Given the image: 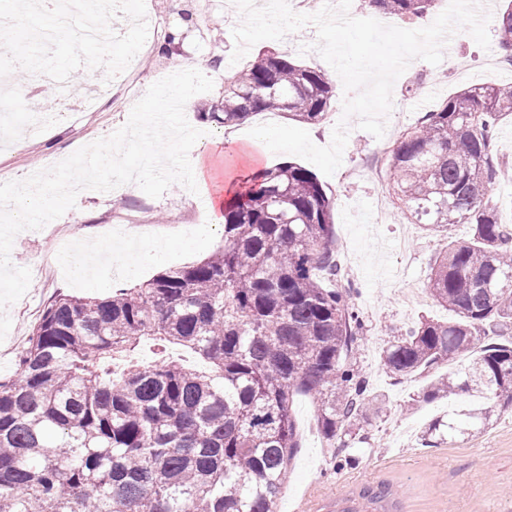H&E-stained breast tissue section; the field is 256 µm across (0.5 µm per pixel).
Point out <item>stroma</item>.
Returning a JSON list of instances; mask_svg holds the SVG:
<instances>
[{
	"instance_id": "obj_1",
	"label": "stroma",
	"mask_w": 512,
	"mask_h": 512,
	"mask_svg": "<svg viewBox=\"0 0 512 512\" xmlns=\"http://www.w3.org/2000/svg\"><path fill=\"white\" fill-rule=\"evenodd\" d=\"M156 9L147 27H125L112 43L110 95L101 99L94 111L73 112L68 121L57 118L56 106L39 105L37 119L24 112L12 113L11 134L24 138L25 149L13 142L0 148V183L21 180L48 167L57 157L69 154L73 143L88 144L111 135L123 126L131 112L126 102L131 88L147 89L158 69H182L184 60L196 62L198 70L214 81V88L197 94L196 108L187 112L188 122L202 130V137L191 149L197 158L209 148L210 140L222 137L223 128L203 119L202 112L224 94V75L230 72L231 54L236 46L233 29L241 16L233 0H156ZM42 18L9 8L0 9V25L15 33V42L25 52L46 62L58 84L90 87L105 76L84 65L85 57L95 54L94 43L86 41L71 48L79 26L69 35L43 44L37 43ZM180 30L181 40L170 51H162L166 36ZM317 30L308 24L280 40H263L253 53L275 51L300 57L302 62L321 70L332 81L336 101L323 120L307 125L313 143L328 145L342 114L343 84L333 68L313 46ZM505 50L498 36H491L489 49L480 48L467 31L456 32L452 53L440 64L424 60L410 62L393 87L394 97L411 96L415 109L406 115L390 114L383 138H375L358 128L357 118L348 122L349 138L339 176H320L319 181L334 201V235L349 281L357 290L355 303L366 321L360 337L357 360L367 375L374 397L366 411V442L353 443L350 450L356 462L336 466L335 451L328 448L318 426L317 403L313 396L299 393L293 398V414L300 433L299 446L288 465V474L278 501L279 512H337L349 499L357 498L361 487L385 481L401 498L402 512H512V408L493 405L485 430L449 440L436 448L423 447L420 435L431 421L467 404L468 396L449 398L410 407L411 397L421 394L428 381L416 375L402 380L386 372L381 353L395 337L428 318L449 321L453 312L433 297L408 306L403 293L408 288L426 291L431 269L443 248L439 234L424 224L407 221L386 185L390 173L374 165L372 153L379 144L395 148L399 126L414 129L421 116L433 111L457 90L473 85L512 86V64L505 63ZM278 112H259L234 127L230 134L247 144L249 152L266 168L284 162L281 154L267 152L261 141L252 139L250 130L264 123H286ZM495 150L504 166L503 176L488 186L485 198L497 206L502 220L512 224V117L501 120ZM139 218L153 224V246L167 255V266H182L207 258L222 243L221 231L210 237H196V224H209L213 216L202 195L173 184L158 198L147 196L136 184L123 185L121 192H88L73 208L52 221L51 234L39 230L19 233L13 243L11 262L29 267L47 254L53 242L72 240V226H80L81 238L104 243L114 224ZM103 287L90 288L84 281L60 271L50 283L33 277L24 300L28 307L43 308L59 294L73 297H104L124 287L119 276L103 273ZM6 312L12 321L0 341V380L16 370L15 345L24 344L34 326L19 317L18 305Z\"/></svg>"
}]
</instances>
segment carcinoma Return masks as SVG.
I'll list each match as a JSON object with an SVG mask.
<instances>
[{
  "label": "carcinoma",
  "instance_id": "carcinoma-1",
  "mask_svg": "<svg viewBox=\"0 0 512 512\" xmlns=\"http://www.w3.org/2000/svg\"><path fill=\"white\" fill-rule=\"evenodd\" d=\"M422 16L435 0H369ZM512 49V3L499 16ZM332 83L286 54L260 53L224 76L203 116L234 127L258 112L320 122ZM512 115V86H471L427 113L389 160L392 195L413 224L446 240L429 289L457 315L423 320L383 349L397 379L468 355L434 376L411 405L479 392L512 405V345H481L512 330V226L485 201L503 174L494 153ZM333 199L293 162L259 169L224 205V243L100 298L57 295L0 381V512H277L298 443L295 394L312 395L329 447L348 448L373 396L356 359L364 329L345 284ZM472 225L458 242L456 224ZM158 358L143 366L142 338ZM179 345L208 366L167 357ZM486 407L448 413L422 445L486 425ZM388 484L363 488L373 512H399Z\"/></svg>",
  "mask_w": 512,
  "mask_h": 512
}]
</instances>
